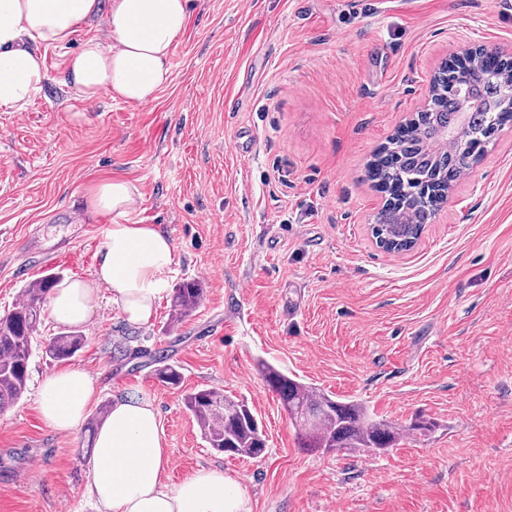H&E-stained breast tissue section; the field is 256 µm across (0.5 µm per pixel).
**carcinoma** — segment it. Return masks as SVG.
<instances>
[{
	"label": "carcinoma",
	"mask_w": 512,
	"mask_h": 512,
	"mask_svg": "<svg viewBox=\"0 0 512 512\" xmlns=\"http://www.w3.org/2000/svg\"><path fill=\"white\" fill-rule=\"evenodd\" d=\"M433 84L436 92L429 107L417 113L414 122L399 126L365 169L367 179L385 198L375 216L377 233L401 240L406 250L447 203L453 183L484 158L499 129L512 122V58L505 54L479 48L452 56L436 71ZM463 112L469 113L465 130L452 149H439L445 130L456 127ZM60 281L58 273L33 281L20 302L0 317V413L26 389L43 306ZM202 295L198 283L180 284L174 289L172 318L179 321L195 311ZM82 345L83 337L69 332L50 341L45 355L53 361L69 359ZM258 371L297 426L299 447L308 452L339 448L385 452L404 436L424 435L434 427L421 416L400 425L376 419L364 404L335 400L265 361L258 363ZM156 376L171 387L183 381L179 368L171 364L158 369ZM184 404L209 447L221 452L229 444L236 455L249 458L266 454L262 425L246 401L206 388L186 394ZM109 412V405L102 406L87 424L88 457L93 454L97 428Z\"/></svg>",
	"instance_id": "1"
}]
</instances>
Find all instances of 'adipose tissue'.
Listing matches in <instances>:
<instances>
[{"label":"adipose tissue","instance_id":"obj_1","mask_svg":"<svg viewBox=\"0 0 512 512\" xmlns=\"http://www.w3.org/2000/svg\"><path fill=\"white\" fill-rule=\"evenodd\" d=\"M192 6L193 0H0V112L22 109L42 92L47 66L41 44L62 47L64 83L80 99L149 103L170 81L171 50ZM95 20L106 37L89 36L66 50L73 34ZM136 193L121 178L87 189L89 213L108 223L93 279L65 280L53 289L50 311L57 322L87 323L104 290L127 322L144 325L152 318L167 290L174 244L157 225L126 223ZM93 393L85 370L54 371L40 383L39 415L54 431L73 432ZM171 455L154 405L129 393L116 397L97 434L90 491L107 512H249L238 479L215 468L165 485Z\"/></svg>","mask_w":512,"mask_h":512}]
</instances>
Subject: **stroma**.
I'll return each mask as SVG.
<instances>
[{"label": "stroma", "mask_w": 512, "mask_h": 512, "mask_svg": "<svg viewBox=\"0 0 512 512\" xmlns=\"http://www.w3.org/2000/svg\"><path fill=\"white\" fill-rule=\"evenodd\" d=\"M478 46L512 53V0H195L171 80L144 105L76 104L47 48L43 91L0 112V316L48 273L92 277L101 224L86 188L122 178L138 189L128 223L173 241L169 286L194 280L204 296L177 334L169 296L142 326L102 298L68 364L94 381L89 415L119 393L153 403L165 483L222 469L250 512H512V126L410 251L375 244L383 200L364 179L440 63ZM63 331L43 316L27 390L0 413V512H104L84 431H54L37 409L59 368L44 348ZM159 350L181 387L157 380ZM261 359L435 427L383 454L305 453ZM209 387L248 402L265 456L207 447L183 398Z\"/></svg>", "instance_id": "stroma-1"}]
</instances>
